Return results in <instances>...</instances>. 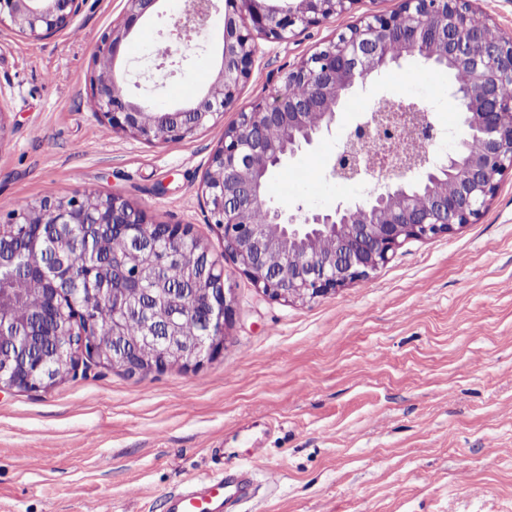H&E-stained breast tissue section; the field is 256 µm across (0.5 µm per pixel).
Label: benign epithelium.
Returning <instances> with one entry per match:
<instances>
[{
    "mask_svg": "<svg viewBox=\"0 0 512 512\" xmlns=\"http://www.w3.org/2000/svg\"><path fill=\"white\" fill-rule=\"evenodd\" d=\"M84 0H0V26L35 40L66 28ZM161 0H126L123 18L105 32L94 52L92 81L97 113L112 130L149 144H168L194 138L224 116L248 79L256 55L255 37L286 40L343 14L356 0H188L185 11L164 34L156 69L172 76L183 69L192 42L181 37L186 26L199 35H214L221 44L220 62L208 89L169 110H157L150 100L129 94L121 46L136 24L148 19ZM223 21L212 31V18ZM491 20L473 10L470 0H402L399 9L374 14L324 44L295 69L268 99L238 113V121L224 130L211 156L203 181L205 203L212 223L224 234V253L235 270L264 295L276 300H312L368 277L390 261L409 239L452 232L470 224L496 194L499 177L512 171V98L502 86L512 83V38H491ZM397 42L406 57L470 72L464 85L452 87L449 99L460 114L461 136L454 152L415 161L393 154L387 166L374 167L365 148L374 133L407 128L423 143L434 141L435 126L414 103L395 101L387 112H375L350 131L334 158L331 175L342 181L365 175L378 185L354 202H338L325 210L305 212L274 206L265 195L273 169L316 144L332 131L341 111L327 112L325 102L342 107L344 98L375 72L402 58L390 56ZM303 79L309 93L293 97L288 88ZM280 128V144L267 141V130ZM474 141L478 153L470 151ZM441 181L455 187L448 196L437 189ZM260 207L263 224H249L243 212ZM16 229L15 238L27 249L0 245V391L48 389L96 368H120L148 373L168 367H198L224 350V326L231 318L233 299L225 287L223 261L215 256L187 224H154L144 210L114 194L95 196L78 190L62 197H44L20 211L0 217ZM95 227L128 238L130 251L112 256V263L96 261L100 236ZM94 262L89 274L72 278L75 251ZM186 251L201 257L202 273L189 288H172L159 268ZM34 286L43 306L46 335L76 336L69 342L68 372L48 366V358L31 346V337L16 333L23 314L11 302L10 281L17 273ZM150 291L159 299L179 296L169 312L152 306L141 309L142 341L133 347L120 343L123 321L112 309V350L98 342L96 310L105 301ZM194 316L199 339L187 345L180 339L181 314Z\"/></svg>",
    "mask_w": 512,
    "mask_h": 512,
    "instance_id": "benign-epithelium-1",
    "label": "benign epithelium"
}]
</instances>
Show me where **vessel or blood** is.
Here are the masks:
<instances>
[{
  "instance_id": "1",
  "label": "vessel or blood",
  "mask_w": 512,
  "mask_h": 512,
  "mask_svg": "<svg viewBox=\"0 0 512 512\" xmlns=\"http://www.w3.org/2000/svg\"><path fill=\"white\" fill-rule=\"evenodd\" d=\"M217 466L211 475L190 482L185 488L167 497L169 512H226L228 506L244 498L251 485L249 475H226L222 462L224 451L211 449Z\"/></svg>"
}]
</instances>
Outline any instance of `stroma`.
Returning <instances> with one entry per match:
<instances>
[{
	"instance_id": "stroma-1",
	"label": "stroma",
	"mask_w": 512,
	"mask_h": 512,
	"mask_svg": "<svg viewBox=\"0 0 512 512\" xmlns=\"http://www.w3.org/2000/svg\"><path fill=\"white\" fill-rule=\"evenodd\" d=\"M184 3L160 0L122 46L130 80L161 109L205 91L220 59L200 40L182 72L156 70L159 32ZM400 5L356 0L286 40L258 38L223 122L162 145L113 132L91 99L94 47L126 0H84L48 40L0 28V215L93 189L190 225L223 257L203 179L225 125L321 43ZM451 87L416 58L375 75L332 135L274 173L268 198L306 211L363 198L366 182L336 181L327 161L358 111L384 99L433 107L452 132L429 152H451ZM224 266L233 313L223 352L200 367L95 369L0 392V512H164L167 493L210 472L211 448L250 471L237 512H512V172L472 223L406 241L371 277L311 301L269 298Z\"/></svg>"
}]
</instances>
